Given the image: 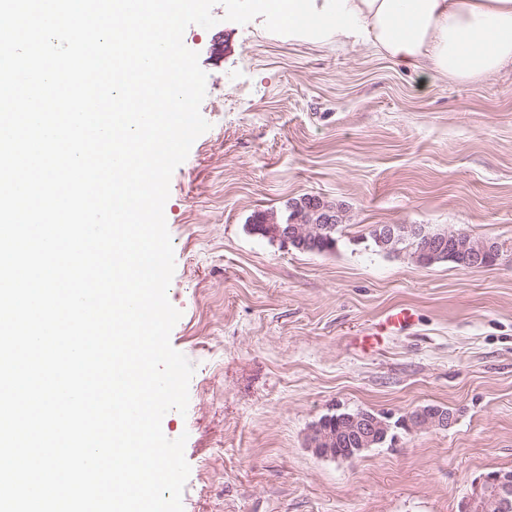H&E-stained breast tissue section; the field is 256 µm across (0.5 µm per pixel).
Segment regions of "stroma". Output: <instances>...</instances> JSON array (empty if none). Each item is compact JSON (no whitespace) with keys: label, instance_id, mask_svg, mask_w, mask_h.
Segmentation results:
<instances>
[{"label":"stroma","instance_id":"obj_1","mask_svg":"<svg viewBox=\"0 0 512 512\" xmlns=\"http://www.w3.org/2000/svg\"><path fill=\"white\" fill-rule=\"evenodd\" d=\"M189 26L210 124L174 171L164 213L180 311L170 342L195 368L184 512H458L512 470V64L472 84L362 45L297 43L263 17ZM305 195L341 205L335 251L250 229ZM383 224L497 242L498 265L421 266L375 247ZM396 306L408 330L367 341ZM448 408L445 429L397 430L355 460L308 446L322 416Z\"/></svg>","mask_w":512,"mask_h":512}]
</instances>
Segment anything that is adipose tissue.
<instances>
[{"label":"adipose tissue","instance_id":"obj_1","mask_svg":"<svg viewBox=\"0 0 512 512\" xmlns=\"http://www.w3.org/2000/svg\"><path fill=\"white\" fill-rule=\"evenodd\" d=\"M289 38L363 45L406 68L472 83L512 63V0H260Z\"/></svg>","mask_w":512,"mask_h":512}]
</instances>
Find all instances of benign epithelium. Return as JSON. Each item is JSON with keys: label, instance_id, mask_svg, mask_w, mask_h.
<instances>
[{"label": "benign epithelium", "instance_id": "obj_1", "mask_svg": "<svg viewBox=\"0 0 512 512\" xmlns=\"http://www.w3.org/2000/svg\"><path fill=\"white\" fill-rule=\"evenodd\" d=\"M292 216L285 221H279L277 214L269 213L265 217L264 233L288 245H304L318 239L324 230V225L335 224L338 221L335 210L323 206H302L293 201L290 203ZM410 233L420 243L419 254L426 261L434 255L431 236L427 229L418 224L398 225L386 230L380 244L387 249H394L401 242V234ZM445 236L451 242L454 251L467 259L468 268L480 269L489 261L499 260L496 250L488 245L477 246L470 237L463 233L447 232ZM453 422V415L440 409L416 410L406 415V425L413 430L446 429ZM337 424L336 434L348 442L357 439L366 444L390 434L392 424L390 416L381 414L372 416L365 412L345 415L336 421L331 418L316 422L308 434L309 446L313 452L323 458H336V449L323 448L321 444L331 438L332 424ZM492 508L495 512H512V472L499 471L485 475L472 484L468 493L458 505V512H479L481 509Z\"/></svg>", "mask_w": 512, "mask_h": 512}]
</instances>
